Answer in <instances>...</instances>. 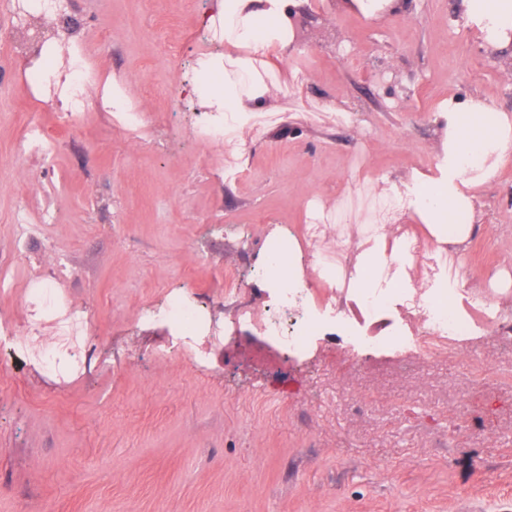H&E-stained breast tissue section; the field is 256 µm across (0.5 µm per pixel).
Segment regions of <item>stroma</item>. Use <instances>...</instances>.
<instances>
[{
  "mask_svg": "<svg viewBox=\"0 0 512 512\" xmlns=\"http://www.w3.org/2000/svg\"><path fill=\"white\" fill-rule=\"evenodd\" d=\"M61 5L77 27L44 20L50 58L78 51L97 78L89 95L119 88L146 121L43 109L40 59L0 45V323L39 324L54 342L30 296L41 280L89 319L70 330L83 369L61 380L0 347V512H512V154L473 190L485 230L447 254L464 287L502 294L501 321L456 299L478 329L460 352L479 370L459 352L353 345L344 326L386 336L398 315L360 314L311 268L350 264L336 226L357 243L385 221L377 182L435 172L444 100L512 116V58L483 51L455 0L376 22L348 0H302L293 46L267 70L276 99L228 176L191 92L200 52L224 51L204 26L217 0ZM32 117L58 131L51 151L23 149ZM272 235L301 247L304 301L341 312L301 359L235 323L275 300L255 276ZM175 296L205 309L215 340L145 318Z\"/></svg>",
  "mask_w": 512,
  "mask_h": 512,
  "instance_id": "stroma-1",
  "label": "stroma"
}]
</instances>
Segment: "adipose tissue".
I'll return each instance as SVG.
<instances>
[{"mask_svg": "<svg viewBox=\"0 0 512 512\" xmlns=\"http://www.w3.org/2000/svg\"><path fill=\"white\" fill-rule=\"evenodd\" d=\"M299 0H223L219 16L227 54L210 57L194 90L210 111L224 115V148L237 152L254 112L273 101L277 88L262 70L276 48L293 40L288 25ZM462 16L483 46L512 48V0H460ZM239 56H232V49ZM443 157L438 173L413 174L394 186L397 210L408 211L428 227L441 245L464 246L479 219L471 189L490 179L497 162L512 153V118L490 109L482 100H448L439 116ZM389 235L379 230L368 247L354 256L352 281L374 285L390 269Z\"/></svg>", "mask_w": 512, "mask_h": 512, "instance_id": "adipose-tissue-1", "label": "adipose tissue"}]
</instances>
